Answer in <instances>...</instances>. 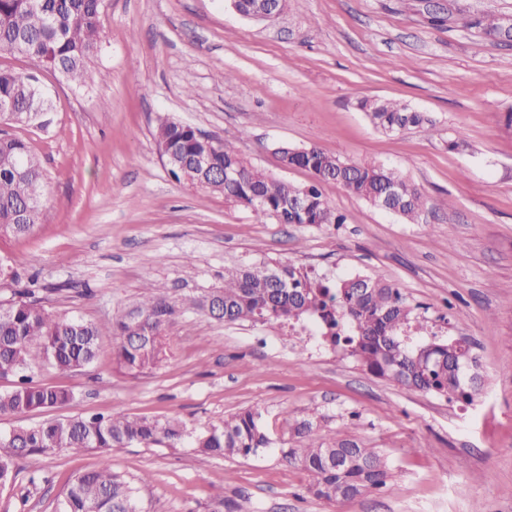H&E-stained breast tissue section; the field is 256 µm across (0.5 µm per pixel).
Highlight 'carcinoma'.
<instances>
[{"instance_id": "cac0c4a2", "label": "carcinoma", "mask_w": 512, "mask_h": 512, "mask_svg": "<svg viewBox=\"0 0 512 512\" xmlns=\"http://www.w3.org/2000/svg\"><path fill=\"white\" fill-rule=\"evenodd\" d=\"M103 0H0V50L18 54L59 73L77 87L106 79L92 67L103 30L99 14ZM504 18L473 16L465 26L487 36L502 31ZM359 106L386 133L419 128L428 132L433 121L421 112L389 101L362 100ZM51 101L32 73L0 67V115L12 126L43 127ZM159 149L172 155L170 173L202 190L224 195L233 205L251 210L263 223L342 224L324 187L336 184L371 206L414 222L424 208L419 189L381 164L350 162L317 147L278 151L280 161L311 172L305 187L258 171L230 143L206 145L198 130L165 115L157 117ZM209 154L206 172L195 167L196 157ZM237 166L240 177L224 179V168ZM44 172L26 139L0 132V233L23 237L39 223L43 206ZM221 305L209 314L226 322L300 319L320 321L322 335L335 348L349 352L371 375L409 389L435 393L448 400L472 402L480 386L466 376L462 365L477 366L464 341L421 343L409 335L421 316L399 291L383 278L355 277L330 281L311 279L291 265H241L224 270V287L212 291ZM175 304L146 286L142 301L108 325L82 318L56 316L29 290L0 301V378H16V386L0 393V416L43 411L69 403L72 392L33 383L31 364L45 361L61 373L77 372L91 364L99 336L107 330L117 341L120 366L129 373L160 363L165 355V330ZM305 442L288 450L311 476L309 492L326 501H347L386 486L390 476L385 458L355 439L329 442L316 439L312 425H302ZM186 436L177 422H161L122 411L90 417L71 416L19 428L11 438L0 436V485L13 477L18 458L61 449H95L104 453L98 466L79 475L69 488L61 512H140L134 488L112 469L105 452L130 445L163 442L175 447ZM205 456H248L269 445L259 414L238 412L224 426L194 439Z\"/></svg>"}]
</instances>
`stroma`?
<instances>
[{"mask_svg":"<svg viewBox=\"0 0 512 512\" xmlns=\"http://www.w3.org/2000/svg\"><path fill=\"white\" fill-rule=\"evenodd\" d=\"M449 13L436 24L433 12ZM512 15V0H285L253 19L229 0H104L105 82L74 88L57 72L0 51V66L36 73L52 110L43 128L19 129L45 172L39 224L0 234V300L34 288L46 308L104 324L152 284L177 306L156 366L120 370L111 337L88 367L31 372L74 398L44 412L0 417V432L51 418L121 410L185 426L170 448L110 452L142 512H512V47L460 18ZM426 113L433 133H385L360 99ZM232 142L259 170L297 186L274 149L316 147L371 161L417 184L415 222L326 186L341 224L256 222L223 195L176 180L155 139L157 115ZM456 150H449V141ZM294 265L330 278L376 274L418 305L441 340L472 342L484 375L471 403L376 378L347 354L290 335L285 321L229 323L197 301L241 264ZM259 413L270 447L226 459L196 452L191 436L240 410ZM349 435L387 456L383 489L329 502L308 491L288 459L300 423ZM95 450L19 460L0 487V512H59Z\"/></svg>","mask_w":512,"mask_h":512,"instance_id":"35a3bbf8","label":"stroma"}]
</instances>
